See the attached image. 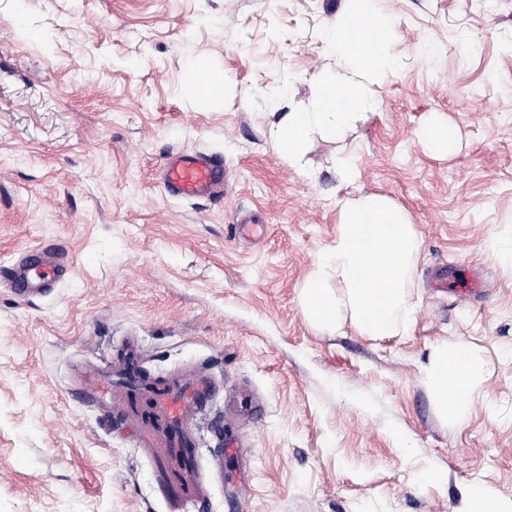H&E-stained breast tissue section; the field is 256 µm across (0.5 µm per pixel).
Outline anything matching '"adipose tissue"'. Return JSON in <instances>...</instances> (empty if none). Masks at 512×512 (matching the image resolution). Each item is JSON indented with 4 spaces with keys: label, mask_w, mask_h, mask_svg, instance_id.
Masks as SVG:
<instances>
[{
    "label": "adipose tissue",
    "mask_w": 512,
    "mask_h": 512,
    "mask_svg": "<svg viewBox=\"0 0 512 512\" xmlns=\"http://www.w3.org/2000/svg\"><path fill=\"white\" fill-rule=\"evenodd\" d=\"M396 26V17L381 8L380 0H346L333 27L323 34L326 50L345 62V70L317 76L308 110H286L287 88L269 97L272 136L291 166L301 167L314 137L343 138L377 109L374 85L398 68L391 48ZM420 247L408 213L387 197L341 200L336 239L322 252L305 287L308 319L328 329L347 308L362 332L392 335L411 318L405 287L409 263ZM483 371L466 345L436 348L425 377L443 415L456 421L466 415Z\"/></svg>",
    "instance_id": "1"
}]
</instances>
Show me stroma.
Returning a JSON list of instances; mask_svg holds the SVG:
<instances>
[{"label": "stroma", "instance_id": "35a3bbf8", "mask_svg": "<svg viewBox=\"0 0 512 512\" xmlns=\"http://www.w3.org/2000/svg\"><path fill=\"white\" fill-rule=\"evenodd\" d=\"M385 5L399 70L299 172L256 91L309 105L340 67L320 34L342 0H0V267L35 248L70 261L43 296L0 284V512H464L473 484L512 504V266L490 248L512 241V0ZM202 63L223 111L194 106ZM434 115L459 132L452 155L418 141ZM186 150L223 155L224 195L163 190ZM371 193L422 238L412 319L319 328L303 290L336 201ZM459 341L484 373L454 422L424 369ZM88 372L102 395L80 389ZM200 376L179 465L156 401ZM429 467L444 480L421 484Z\"/></svg>", "mask_w": 512, "mask_h": 512}]
</instances>
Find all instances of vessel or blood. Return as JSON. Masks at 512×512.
Wrapping results in <instances>:
<instances>
[{
    "label": "vessel or blood",
    "instance_id": "b4317fda",
    "mask_svg": "<svg viewBox=\"0 0 512 512\" xmlns=\"http://www.w3.org/2000/svg\"><path fill=\"white\" fill-rule=\"evenodd\" d=\"M162 183L172 196L185 199L213 197L223 187L227 175L221 157L203 151L176 152L163 164ZM66 261L41 263L28 257L25 264L11 270L9 283L16 293L39 292L51 287L66 269Z\"/></svg>",
    "mask_w": 512,
    "mask_h": 512
}]
</instances>
